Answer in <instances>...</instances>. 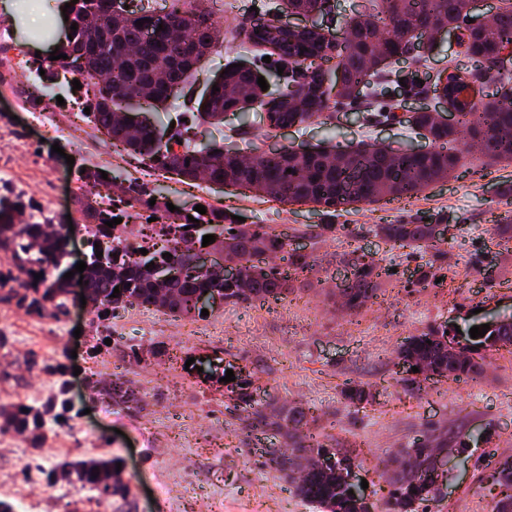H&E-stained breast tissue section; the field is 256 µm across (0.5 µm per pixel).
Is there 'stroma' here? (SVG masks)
<instances>
[{"label": "stroma", "mask_w": 512, "mask_h": 512, "mask_svg": "<svg viewBox=\"0 0 512 512\" xmlns=\"http://www.w3.org/2000/svg\"><path fill=\"white\" fill-rule=\"evenodd\" d=\"M0 6V26L13 31L12 46L0 52V70L23 65L27 76L19 99L0 93V159L23 179L30 199L54 204L60 217L72 212L70 165L111 169L120 180L164 188L167 202L191 208L204 200L243 217L270 224L305 246L312 271L293 276L287 298L218 304L206 318L175 317L132 305L112 315V342L92 332L91 311L82 307L79 288H70L67 310L55 326L17 305L0 290V410L19 404L35 409L64 399L71 422L47 416L43 439L29 433H0V502L11 512H317L280 473L265 467L266 452L282 448L275 431L248 426L227 396L223 369L250 371L258 398L274 406L300 404L315 418L310 431L333 426L337 447L355 456L366 479L368 499L387 495L401 455L414 441L465 435L468 450L448 446L443 490L419 512H490L499 488L496 461L512 456V347L487 354L481 374L455 382L420 377L408 394L398 349L407 337L431 326L466 328L512 314V238L496 229L497 213L512 211V165L464 164L453 176L389 209L387 202L347 206L328 217L310 205L261 199L232 186L216 187L151 171L114 151L81 116L85 89L59 76L44 83L38 67L54 48L43 32L63 38L65 21L50 0L32 6L12 0ZM212 20L224 31V47L204 62L194 85L202 91L226 61L252 58L254 49L238 36L241 27L277 15L279 0H207ZM450 37L438 40L421 60L392 64V80L378 100L333 104L330 123L312 122L285 131L254 125L264 151L330 142L346 147L365 140L381 146L424 145L417 131L398 123H377L374 112L406 113L416 100L408 85H430L438 71L464 63ZM63 97L61 115L81 130L78 142L61 143L48 130L31 127L18 100L33 94ZM53 167L45 177L38 161ZM442 218L447 236L436 249L419 252L391 247L373 230ZM333 223L335 232L323 231ZM366 255L382 268L377 299L352 312L343 308L336 285L349 273L348 258ZM433 263L437 284L418 282V271ZM220 363L214 377L185 369L188 358ZM125 384L130 405L103 398L109 383ZM370 390L372 400L353 406L347 388ZM119 458L127 500L102 494L76 480L47 481L58 461Z\"/></svg>", "instance_id": "obj_1"}]
</instances>
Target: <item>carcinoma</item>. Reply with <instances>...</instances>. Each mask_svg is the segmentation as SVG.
<instances>
[{"label":"carcinoma","instance_id":"cac0c4a2","mask_svg":"<svg viewBox=\"0 0 512 512\" xmlns=\"http://www.w3.org/2000/svg\"><path fill=\"white\" fill-rule=\"evenodd\" d=\"M122 0H58V6L70 4L68 21L77 30L58 44V52L67 58L50 60L43 70L47 76L59 71L83 79L96 87L83 114L88 123L105 133L112 146L138 159L140 163L185 180H204L213 185L237 186L256 196L288 204H312L328 215L339 207L372 204L384 198L412 197L432 184L448 178L461 158L467 154L461 138L469 134L480 145V155L473 160L483 164L512 163V57L501 51L512 43V6L505 7L480 26L466 27V39L460 43L462 54L477 66L486 69L489 80L478 91L479 98L462 111L458 123L448 126L439 120V113L417 111L407 122L430 141V149L414 155L393 147H375L359 143L344 151L335 147H285L275 155L261 151L252 141L253 160H240L238 142L249 134L247 126L230 127L219 141L210 140L193 149H174L182 131L174 129L165 135L157 114L173 98L186 100L187 114L196 126H224L227 115H244L254 111L268 130L295 126L321 118L331 107L334 97L354 99L364 89L382 85L391 64L403 57L415 40L425 38L417 31L419 24L460 27L467 17L466 0H371V11L345 20L339 28L345 49L338 53L339 72L315 68L316 60L327 55L323 36L294 35L282 37L256 25L243 28L239 35L260 57L277 56L275 63L285 67L277 76V89L263 91L257 84L264 71L249 60L210 80L198 99L190 89L196 78L197 65L219 44L217 24L208 14L194 8L167 13L173 26L184 27L191 36L173 39L168 28L144 35L136 25L141 19L154 18L153 10L142 5L136 10L119 6ZM328 0H282L290 14L322 9ZM328 84V90L310 93L313 84ZM219 91L212 92V86ZM102 169L85 168L77 177L85 185L96 188L113 186L120 191L124 208L115 210L90 196L75 197L77 212L91 224L99 226V234L86 239L84 278L96 309L107 312L128 305L155 307L174 316L201 313L196 296L207 292L224 303H241L288 295L291 272H278L262 265L269 254H277L288 246V237L269 225L239 224L224 210L210 204L206 213L171 211L161 196L135 181H117L112 174L101 178ZM155 204H149V199ZM145 207L158 223L168 227L164 245L145 240L122 248L111 241L112 228L105 222L128 216L126 209ZM22 201L0 195V251L11 253L12 269L0 272V288L14 280L13 271H23L28 279L22 282L23 292H14L17 303L36 313L47 308L61 309L69 292L70 271L66 225L49 232L43 224H15ZM195 221H189V218ZM376 235L393 247L413 250L435 246L430 224H378ZM212 234L246 270L245 283L224 279L220 272H186L184 278L171 286V295L157 300L159 268L172 258L190 259L203 251V236ZM146 249L147 254L140 253ZM103 256L96 257V250ZM170 253L172 258L164 257ZM151 268H146L149 263ZM352 278L342 285L349 310L356 311L372 299L380 288L379 269L371 258L360 256L349 261ZM42 275L35 279L34 274ZM119 294H114V288ZM438 331H423L408 337L402 344L400 358L428 366L439 375L452 380L475 378L482 371L481 357L470 356L467 349L451 353L436 340ZM512 344V316H504L489 325L487 333L472 340V346L489 351L499 344ZM235 403L247 412V418L275 430L284 440L293 441L294 450L306 461L303 474L291 477L297 495L326 512H418L419 507L434 498L435 493L412 486L402 472L391 481L388 497L379 505L365 506L349 493L345 476L348 468L326 466L322 455H336L327 441L328 433L306 434L297 440V433L311 417L301 405H284L270 411L253 397L250 376H236L232 386ZM43 411L17 408L0 417V432L27 431L39 442ZM118 460L100 462H62L60 473L76 475L79 480L97 486L112 496L124 498L128 488L117 478ZM497 483L503 495L512 491V458L496 462ZM98 475H93V472Z\"/></svg>","mask_w":512,"mask_h":512}]
</instances>
